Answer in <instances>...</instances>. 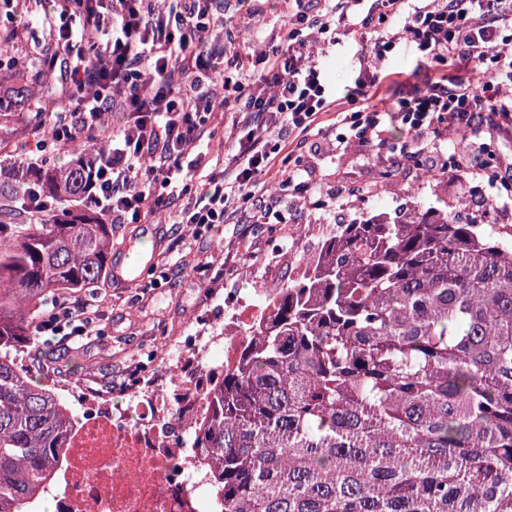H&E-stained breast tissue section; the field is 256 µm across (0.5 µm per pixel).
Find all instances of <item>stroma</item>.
Returning <instances> with one entry per match:
<instances>
[{
    "label": "stroma",
    "instance_id": "obj_1",
    "mask_svg": "<svg viewBox=\"0 0 512 512\" xmlns=\"http://www.w3.org/2000/svg\"><path fill=\"white\" fill-rule=\"evenodd\" d=\"M368 50L345 37L322 58L323 80L336 100H343L360 72V60ZM382 73L399 79V93L424 88L428 68L409 47L400 45L378 64ZM55 94L33 93L23 109L24 121L0 128V148L10 155L33 150L37 141L31 129L35 123L52 124ZM315 187L318 207L298 202L291 188L278 191L276 208L279 224H223L193 236L183 226L168 221L180 210L184 199H171L166 210L149 225L112 227V259L120 261L125 252L157 249V261L138 282L128 287L102 278L99 284L80 291L62 290L55 300L45 301L42 313H49L54 301L88 303L97 316L98 331L62 341L57 336L39 337L36 345L44 354L28 360L45 381L77 387L91 377L117 378L133 368L138 347L154 341L163 355L175 350L176 338L201 311L220 314L228 288L252 293L251 273L275 263L278 279H287L289 263L276 252L289 229L298 224L321 227L346 224L363 213L382 210L396 217L416 204L448 207L457 220L476 219L487 231L512 225V205L497 211L484 207L495 190L485 181L460 183L452 175L426 177L423 170L392 167L389 155L357 145L322 155H306Z\"/></svg>",
    "mask_w": 512,
    "mask_h": 512
}]
</instances>
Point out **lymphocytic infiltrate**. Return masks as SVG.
Instances as JSON below:
<instances>
[{
	"label": "lymphocytic infiltrate",
	"mask_w": 512,
	"mask_h": 512,
	"mask_svg": "<svg viewBox=\"0 0 512 512\" xmlns=\"http://www.w3.org/2000/svg\"><path fill=\"white\" fill-rule=\"evenodd\" d=\"M56 2L48 37L35 48L46 71L61 76L51 135L60 140L119 114L88 197L112 223H145L174 196L188 199L175 223L198 233L237 216L266 223L277 201L269 183L312 195L305 168L289 163L309 132L319 136L317 151L334 142L389 147L395 123L408 138L390 147L394 166L437 171L442 141L462 134L477 149L453 154L456 177L512 193V164L480 157L512 122V95L493 70L512 61V0H288L259 52L252 41L236 47L217 32L218 0ZM348 35L369 43L373 59L339 104L321 79L320 59ZM403 42L438 74L379 108L376 63ZM460 62L484 79L447 80L445 68ZM219 110L237 118L234 152L215 173L198 147Z\"/></svg>",
	"instance_id": "f902f5d3"
}]
</instances>
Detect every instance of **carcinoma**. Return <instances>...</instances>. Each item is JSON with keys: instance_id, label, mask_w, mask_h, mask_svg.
Returning a JSON list of instances; mask_svg holds the SVG:
<instances>
[{"instance_id": "cac0c4a2", "label": "carcinoma", "mask_w": 512, "mask_h": 512, "mask_svg": "<svg viewBox=\"0 0 512 512\" xmlns=\"http://www.w3.org/2000/svg\"><path fill=\"white\" fill-rule=\"evenodd\" d=\"M101 140L62 171L0 164V512L38 493L69 427L19 352L42 301L112 259V225L77 205ZM33 189L73 208L34 218ZM250 335L191 444L223 512H512V231L368 212L318 241Z\"/></svg>"}]
</instances>
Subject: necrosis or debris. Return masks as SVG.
I'll list each match as a JSON object with an SVG mask.
<instances>
[{"label":"necrosis or debris","mask_w":512,"mask_h":512,"mask_svg":"<svg viewBox=\"0 0 512 512\" xmlns=\"http://www.w3.org/2000/svg\"><path fill=\"white\" fill-rule=\"evenodd\" d=\"M267 303L264 292L225 291L223 327L211 313L197 314L160 378L145 351L139 382L123 388L125 407H113L109 392L65 387L73 406L66 446L41 488L56 512H215L190 445L207 414L210 370L236 365L246 329L266 316Z\"/></svg>","instance_id":"1"}]
</instances>
